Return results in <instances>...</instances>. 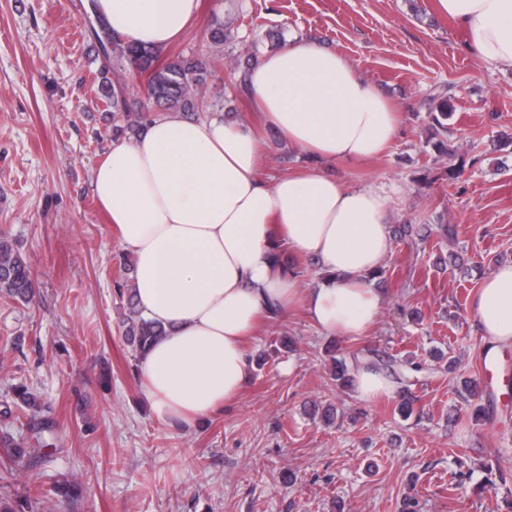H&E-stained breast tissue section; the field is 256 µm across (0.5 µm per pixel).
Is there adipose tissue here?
Masks as SVG:
<instances>
[{
    "label": "adipose tissue",
    "mask_w": 512,
    "mask_h": 512,
    "mask_svg": "<svg viewBox=\"0 0 512 512\" xmlns=\"http://www.w3.org/2000/svg\"><path fill=\"white\" fill-rule=\"evenodd\" d=\"M200 0H94L127 41L173 44ZM481 60L512 66V0H434ZM266 123L313 159L302 173L264 183L263 147L223 113L191 120L168 112L113 143L93 174L100 208L136 265L144 317L168 326L139 362L144 394L159 417L192 425L237 398L249 377L247 337L261 320L303 304L342 336L365 335L382 298L365 278L391 250L390 197L347 187L326 163L379 154L399 133L398 114L336 51L297 39L266 55L247 78ZM313 257L327 277L302 286L274 270L272 247ZM470 311L489 342L512 345V264L473 296Z\"/></svg>",
    "instance_id": "obj_1"
}]
</instances>
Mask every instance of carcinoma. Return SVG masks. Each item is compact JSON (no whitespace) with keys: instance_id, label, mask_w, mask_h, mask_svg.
<instances>
[{"instance_id":"carcinoma-1","label":"carcinoma","mask_w":512,"mask_h":512,"mask_svg":"<svg viewBox=\"0 0 512 512\" xmlns=\"http://www.w3.org/2000/svg\"><path fill=\"white\" fill-rule=\"evenodd\" d=\"M102 32L112 35V60L99 72L101 89L104 97L112 103V127L115 134L131 137L146 127L150 108L160 107L166 110L196 112L198 107L191 91L206 85L212 77V70L200 59L174 60L166 64L159 62L158 50L125 41L112 32L111 27L98 19ZM239 27L231 22L215 23L210 31L209 44L213 47L224 46L238 38ZM127 67L137 70L146 76L147 99L140 100L126 95L124 89L115 86L108 74L122 71ZM429 116L439 135L434 147L438 154L450 155L448 148L447 121L448 99L444 94L437 93L432 97ZM275 268L283 272H291L302 277L305 267L301 263L290 264L283 261L284 250L274 248ZM34 276L32 268L21 255L15 243L5 235H0V292L8 298L25 304L33 294ZM115 295L124 303L125 312L121 319L123 337L137 359L160 336L165 329L158 323L143 317L135 295V262L128 256L118 267L117 278L113 281ZM402 360L393 355L381 357L371 355L367 364L382 371L397 382H405L399 370ZM12 397L0 405V416L4 418L25 419L27 437L16 438L9 433L0 435V447L5 449L15 466L17 475H24L40 465L50 456L53 447L52 433L55 422L50 417V407L42 400L41 395L32 392L19 383L11 387Z\"/></svg>"}]
</instances>
